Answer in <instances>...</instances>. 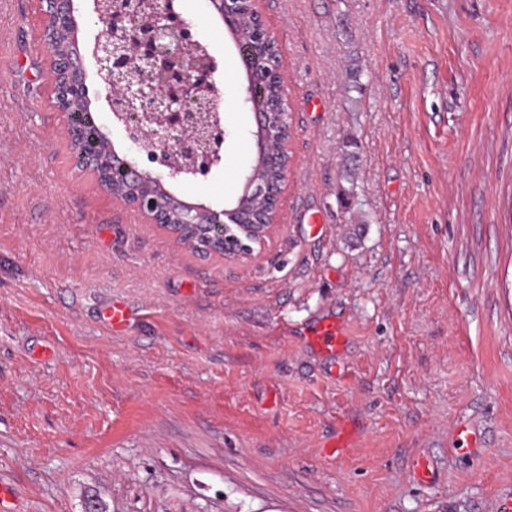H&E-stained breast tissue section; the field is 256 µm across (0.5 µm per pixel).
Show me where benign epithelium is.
<instances>
[{"label": "benign epithelium", "mask_w": 512, "mask_h": 512, "mask_svg": "<svg viewBox=\"0 0 512 512\" xmlns=\"http://www.w3.org/2000/svg\"><path fill=\"white\" fill-rule=\"evenodd\" d=\"M41 19L40 39L48 52L46 79L52 86L51 108L57 113L68 138L80 140L75 125L74 103H83L84 117L96 124L91 110L83 55L79 46V24L73 0H35ZM92 11L107 18L106 28L85 46L90 51L104 99L113 118L123 126L134 154L112 151V167L102 174L76 154L79 167L92 171L102 189L125 208L149 224H157L172 236L171 211L163 199L177 201L179 222L197 231L200 248L213 253L211 244L220 242L224 253L234 258L251 256L258 246L256 229L261 223L243 206L217 210L201 202L177 197L168 185L206 176L224 162L225 131L217 102L220 91L215 82L216 65L191 33L182 18L177 0H155L146 14L141 0H120L115 12L92 0ZM241 0H209L211 13L220 18L233 38L246 31L265 41L275 58L280 50L258 8L244 10ZM70 36L72 49L60 52L55 42L59 32ZM254 85L246 88V99L254 113L255 155H266L268 131L280 104H255ZM290 122L281 131L282 149L268 162L287 175L291 162ZM282 185L266 186L247 171L244 190L269 200L273 223L281 221Z\"/></svg>", "instance_id": "benign-epithelium-1"}]
</instances>
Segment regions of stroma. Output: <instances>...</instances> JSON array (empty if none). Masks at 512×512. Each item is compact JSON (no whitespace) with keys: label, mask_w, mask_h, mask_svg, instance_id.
I'll return each mask as SVG.
<instances>
[{"label":"stroma","mask_w":512,"mask_h":512,"mask_svg":"<svg viewBox=\"0 0 512 512\" xmlns=\"http://www.w3.org/2000/svg\"><path fill=\"white\" fill-rule=\"evenodd\" d=\"M179 4L228 136L223 165L172 190L221 209L254 114L222 21ZM259 7L293 163L282 224L239 262L75 168L32 0H0L6 512H494L512 493V0ZM320 320L348 330L336 356L298 336Z\"/></svg>","instance_id":"1"}]
</instances>
